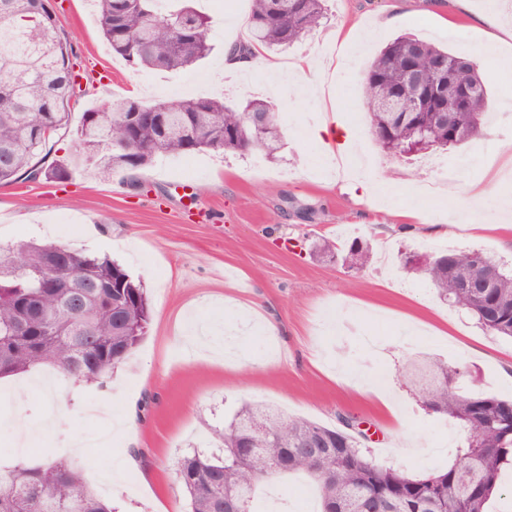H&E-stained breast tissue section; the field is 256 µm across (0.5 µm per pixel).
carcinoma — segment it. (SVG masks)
Segmentation results:
<instances>
[{
	"instance_id": "cac0c4a2",
	"label": "carcinoma",
	"mask_w": 512,
	"mask_h": 512,
	"mask_svg": "<svg viewBox=\"0 0 512 512\" xmlns=\"http://www.w3.org/2000/svg\"><path fill=\"white\" fill-rule=\"evenodd\" d=\"M97 19L112 53L142 69L177 72L207 58L209 17L181 0L166 15L156 0H96ZM248 36L240 43L272 50L289 46L318 28L326 0H250ZM0 35L14 47L0 56V183L19 175L64 181L79 162L104 177L117 170H141L156 158L205 150L248 152L273 158L283 145L277 115L260 138L246 129V115L266 101L231 107L224 98L182 97L145 103L117 97L82 115L73 138L74 154L48 166L40 157L68 127L75 77L68 43L49 0H0ZM456 53L414 36H399L372 60L363 79L370 132L396 158L434 148L460 146L479 135L491 101L480 72H455L444 89L421 95L404 82L407 62L416 59L424 86L433 85V65ZM479 93L458 106L463 88ZM40 101L44 108L25 105ZM163 108L166 130L157 125ZM447 112L441 122L437 114ZM136 114V122L126 119ZM11 264L0 263V377L52 366L79 383H99L114 373L147 333L151 307L143 282L107 255L55 243L20 242L0 248ZM319 258L340 259L352 270L373 259L370 243L357 238L341 245L321 238L311 248ZM445 304L465 311L484 330L512 338V265L481 250L423 252L404 258ZM490 279L486 293L460 284ZM43 311L59 315L58 335L29 336L20 327ZM460 370L428 358L413 359L404 378L418 388L422 403L461 425L466 441L455 463L444 470L408 475L379 464L363 450L357 421L341 418L329 427L293 418L263 404H243L216 433L220 454L198 452L177 461L175 481L190 512H224V498L240 512H255L258 488L281 475L302 474L315 485L320 512H485L498 489L504 465L512 464V399L462 393L453 386ZM320 438L326 457L312 460L303 443ZM0 512H115L87 485L83 469L63 457L31 465L18 460L0 466Z\"/></svg>"
}]
</instances>
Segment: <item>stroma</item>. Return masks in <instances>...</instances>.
Returning a JSON list of instances; mask_svg holds the SVG:
<instances>
[{"label": "stroma", "instance_id": "obj_1", "mask_svg": "<svg viewBox=\"0 0 512 512\" xmlns=\"http://www.w3.org/2000/svg\"><path fill=\"white\" fill-rule=\"evenodd\" d=\"M80 90L70 104V123L116 96L151 103L186 96L171 89L174 75L136 69L113 55L96 22L94 0H53ZM325 26L288 48L283 59L324 52L323 39L341 26L352 28L358 45L339 77L326 88H341L336 110L355 133L357 153L374 159V170L400 179L419 172L434 179L435 162L467 183L482 177L498 143L512 132L489 119L468 144L416 156L412 163L386 157L372 138L361 99L362 76L372 58L399 35L412 34L468 53L479 41V18L493 12L512 27V0H469L458 11L453 0H327ZM398 16L396 25L369 35L373 18ZM246 14L211 17L213 54L194 71L207 75L214 93L232 105L266 98L268 80L251 91L225 89L219 64L226 41L242 36ZM285 145L273 159L250 152L204 151L158 158L136 172L102 178L76 168L62 183L19 178L0 185V247L42 239L74 249L107 254L142 279L151 303L145 339L130 359L103 383L64 382L46 397L37 381L54 380L43 367L0 379V465L23 458L43 460L45 451L71 452L84 462L85 479L122 512H186L175 483V464L193 450L215 447L223 429L246 402L272 405L287 416L330 427L337 416H357L366 433L361 444L380 464L420 475L452 464L464 430L423 406L418 391L402 376L418 353L463 369V392L512 397V339L483 330L475 320L445 304L399 264L403 253L480 248L512 263L505 231L472 232L452 224L431 234L402 233L389 226L381 201L366 204L335 185L307 128L322 107L298 96L277 103ZM47 216L34 233L24 216ZM354 229L374 252L354 271L336 261L316 260L310 244L335 238L340 227ZM260 307L267 324L243 319L239 304ZM420 318L421 334L407 335L405 319ZM383 365L382 391L389 404L363 394L348 379H368ZM129 421L133 437L108 445L96 433ZM81 450L70 451L73 439ZM140 450L136 464L124 462L129 447ZM122 472L121 486L98 475L101 464Z\"/></svg>", "mask_w": 512, "mask_h": 512}]
</instances>
